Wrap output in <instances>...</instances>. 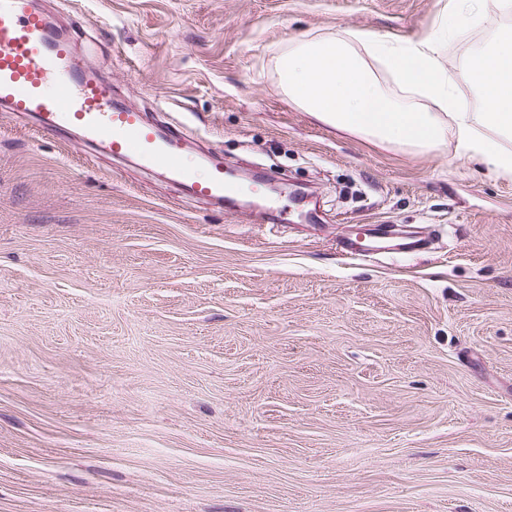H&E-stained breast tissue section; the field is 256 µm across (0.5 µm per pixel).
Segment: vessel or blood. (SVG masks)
<instances>
[{"mask_svg": "<svg viewBox=\"0 0 512 512\" xmlns=\"http://www.w3.org/2000/svg\"><path fill=\"white\" fill-rule=\"evenodd\" d=\"M0 104L12 112L38 115L48 133L78 126L113 156L134 157L145 167L164 170L198 198L233 202L243 192L241 184L226 176L217 155L208 160V177L199 178L183 151L185 132L161 135L141 112L117 105L111 82L85 69L70 38L60 35L26 0H0ZM335 242L337 252L350 259L425 247L419 232L398 233L380 224L348 228Z\"/></svg>", "mask_w": 512, "mask_h": 512, "instance_id": "1", "label": "vessel or blood"}]
</instances>
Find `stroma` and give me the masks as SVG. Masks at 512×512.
I'll list each match as a JSON object with an SVG mask.
<instances>
[{
    "mask_svg": "<svg viewBox=\"0 0 512 512\" xmlns=\"http://www.w3.org/2000/svg\"><path fill=\"white\" fill-rule=\"evenodd\" d=\"M113 98L273 175L256 224L0 108V512H512V177L288 101L277 50L448 0H39ZM512 12L449 36L470 67ZM420 229L351 260L343 227Z\"/></svg>",
    "mask_w": 512,
    "mask_h": 512,
    "instance_id": "obj_1",
    "label": "stroma"
}]
</instances>
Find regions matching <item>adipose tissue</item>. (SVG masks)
Segmentation results:
<instances>
[{
	"label": "adipose tissue",
	"instance_id": "adipose-tissue-1",
	"mask_svg": "<svg viewBox=\"0 0 512 512\" xmlns=\"http://www.w3.org/2000/svg\"><path fill=\"white\" fill-rule=\"evenodd\" d=\"M512 0H448L438 31L398 41L359 29L289 42L276 56L288 99L322 123L381 146L432 151L456 135L462 156L512 175V28L500 29L468 72L482 99L472 114L460 106L458 81L440 60V37L485 19ZM395 84L387 86L374 65Z\"/></svg>",
	"mask_w": 512,
	"mask_h": 512
}]
</instances>
